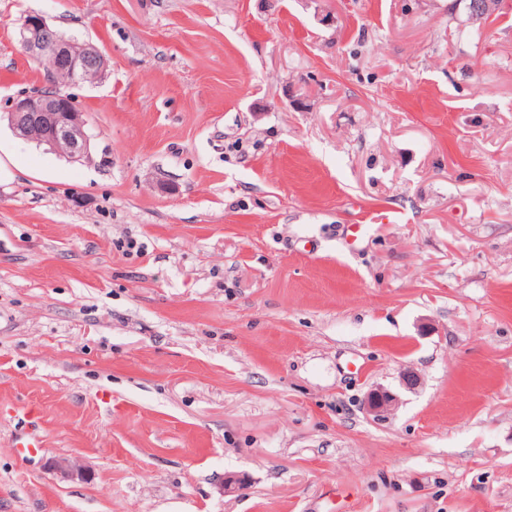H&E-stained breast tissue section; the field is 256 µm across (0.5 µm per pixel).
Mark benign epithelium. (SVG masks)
<instances>
[{
    "mask_svg": "<svg viewBox=\"0 0 512 512\" xmlns=\"http://www.w3.org/2000/svg\"><path fill=\"white\" fill-rule=\"evenodd\" d=\"M21 47L31 60L49 75L60 78L64 85L97 83L107 70V59L94 44L59 35L39 14L24 20ZM8 121L17 137L42 143L70 160L83 161L90 156L86 113L73 96L58 89L13 100ZM396 401L392 392L378 389L368 395L366 409L380 419L392 410ZM52 467L69 476L83 474L82 465L76 459L57 460L52 462Z\"/></svg>",
    "mask_w": 512,
    "mask_h": 512,
    "instance_id": "1",
    "label": "benign epithelium"
}]
</instances>
